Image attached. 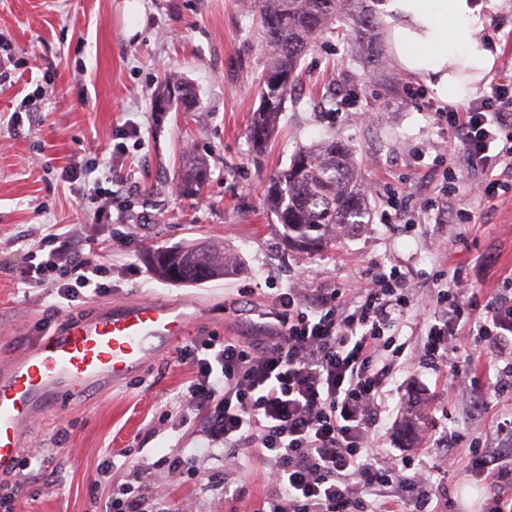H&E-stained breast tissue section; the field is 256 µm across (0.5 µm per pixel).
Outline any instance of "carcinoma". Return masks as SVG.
I'll list each match as a JSON object with an SVG mask.
<instances>
[{
  "mask_svg": "<svg viewBox=\"0 0 512 512\" xmlns=\"http://www.w3.org/2000/svg\"><path fill=\"white\" fill-rule=\"evenodd\" d=\"M249 6L257 10V24L268 52L259 79L260 103L247 129L248 138L259 148L272 135L298 82L301 57L317 36L354 16L352 41L369 45L374 20L363 0H250ZM160 102L167 112L175 106L188 111L196 104L191 85L175 77L165 79L156 90L155 103ZM208 177L205 161L191 154L176 188L184 197L198 196ZM362 185L347 150L333 136L300 148L290 164L271 179L266 202L282 225L288 244L302 249L326 248L336 242L338 228L352 233L365 223L368 204ZM154 269L163 279L188 283L228 271L224 259L205 249L159 251L154 255Z\"/></svg>",
  "mask_w": 512,
  "mask_h": 512,
  "instance_id": "1",
  "label": "carcinoma"
}]
</instances>
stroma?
<instances>
[{"mask_svg":"<svg viewBox=\"0 0 512 512\" xmlns=\"http://www.w3.org/2000/svg\"><path fill=\"white\" fill-rule=\"evenodd\" d=\"M475 2L489 18L477 39L498 47L495 67L504 69L512 63V0ZM140 3L133 14L126 0H0V365L33 337L111 303L196 301L203 314L187 328L188 345L208 336L261 335L256 312L274 288H343L396 264L414 293H436L453 268L486 294L512 274V199L475 197L465 171L444 182L449 143L435 116L440 101L420 78L395 80L391 53L352 46L341 30L321 36L300 61L299 82L271 142L258 151L247 129L259 105L265 48L241 0ZM170 74L194 87L191 111H155L153 95ZM129 122L140 133L126 142V187L111 208L122 221L97 224L93 203L63 175L75 164L109 159ZM331 134L377 192L367 224L333 247L298 252L287 247L265 188L299 146ZM189 149L210 166L192 198L173 190ZM443 186L480 223L444 224L426 209L429 192ZM396 195L401 203L393 213ZM69 230L95 239L112 278L108 291H84L63 308L54 288L28 287L20 274L42 238ZM200 244L227 253L235 272L191 285L153 274L151 252ZM392 334L414 362L393 375L380 444L399 458L414 455L396 426L423 407L425 429L436 439L427 457L434 482L428 512H478L489 487L464 450L512 454V435L498 429L512 419V387H500L507 376L486 351L476 368L489 370L493 384L447 396L446 367L463 362L476 337H460L446 366L436 368L426 357L425 317ZM191 377L173 348L107 394L51 405L24 435L25 447L42 449L49 464L19 462L25 489L10 512H101L113 487L140 468L150 469L151 482L180 512H258L263 465L252 462L237 482L239 495L225 497L224 450H199L194 416L181 402ZM176 451L194 453V476L154 469Z\"/></svg>","mask_w":512,"mask_h":512,"instance_id":"1","label":"stroma"}]
</instances>
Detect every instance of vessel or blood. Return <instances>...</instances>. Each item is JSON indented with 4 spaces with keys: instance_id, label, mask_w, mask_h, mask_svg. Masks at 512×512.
I'll use <instances>...</instances> for the list:
<instances>
[{
    "instance_id": "vessel-or-blood-1",
    "label": "vessel or blood",
    "mask_w": 512,
    "mask_h": 512,
    "mask_svg": "<svg viewBox=\"0 0 512 512\" xmlns=\"http://www.w3.org/2000/svg\"><path fill=\"white\" fill-rule=\"evenodd\" d=\"M199 315L197 303L151 299L109 305L34 338L0 366V474L14 473L40 408L123 382L169 350Z\"/></svg>"
}]
</instances>
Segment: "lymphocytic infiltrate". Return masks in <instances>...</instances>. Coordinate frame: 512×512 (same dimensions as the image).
<instances>
[{"mask_svg":"<svg viewBox=\"0 0 512 512\" xmlns=\"http://www.w3.org/2000/svg\"><path fill=\"white\" fill-rule=\"evenodd\" d=\"M512 75L494 76L480 95L438 113L463 151L458 167L490 174L475 194L512 192ZM49 251L25 270L35 288L51 283L73 302L81 289L104 291L109 267L70 234L47 236ZM430 312L432 336L477 334L499 357L512 359V277L479 301L474 285L453 273L435 307L413 293L400 267L380 269L351 288H280L269 294L267 336L209 337L181 351L193 377L187 408L195 433L224 447V495L255 460L264 465L267 494L260 512H425L432 475L405 464L371 441L382 423L394 357L390 335L404 318ZM473 465L494 488L483 512H512V461L478 448ZM105 512H177L167 494L123 486Z\"/></svg>","mask_w":512,"mask_h":512,"instance_id":"obj_1","label":"lymphocytic infiltrate"}]
</instances>
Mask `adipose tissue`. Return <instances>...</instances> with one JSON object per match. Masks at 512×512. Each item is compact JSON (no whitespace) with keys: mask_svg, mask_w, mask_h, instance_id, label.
I'll use <instances>...</instances> for the list:
<instances>
[{"mask_svg":"<svg viewBox=\"0 0 512 512\" xmlns=\"http://www.w3.org/2000/svg\"><path fill=\"white\" fill-rule=\"evenodd\" d=\"M386 39L398 67L444 101L471 97L496 55L477 39L487 17L471 0H381Z\"/></svg>","mask_w":512,"mask_h":512,"instance_id":"adipose-tissue-1","label":"adipose tissue"}]
</instances>
